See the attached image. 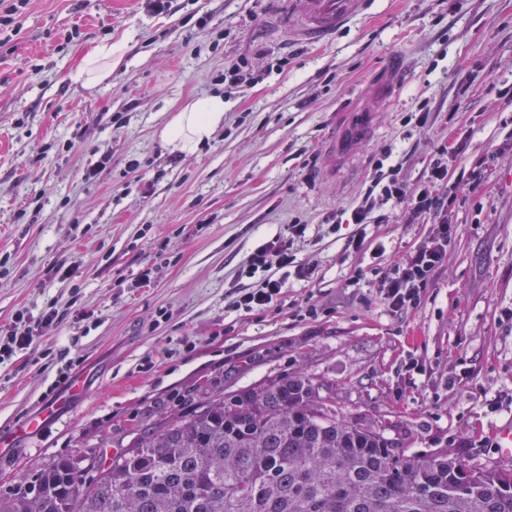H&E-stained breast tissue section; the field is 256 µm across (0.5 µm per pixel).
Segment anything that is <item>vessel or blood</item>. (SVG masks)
I'll return each mask as SVG.
<instances>
[{"instance_id": "vessel-or-blood-1", "label": "vessel or blood", "mask_w": 512, "mask_h": 512, "mask_svg": "<svg viewBox=\"0 0 512 512\" xmlns=\"http://www.w3.org/2000/svg\"><path fill=\"white\" fill-rule=\"evenodd\" d=\"M369 7L370 0H273L270 16L273 23L296 42L303 45H325ZM372 129L369 109L355 113L349 123L336 128L327 147L329 154L349 156L356 145L369 137ZM90 386V381L84 376L75 377L65 392L42 401L34 414L14 424L9 433H0V447H15L19 440L36 433L53 421L70 400L86 395Z\"/></svg>"}]
</instances>
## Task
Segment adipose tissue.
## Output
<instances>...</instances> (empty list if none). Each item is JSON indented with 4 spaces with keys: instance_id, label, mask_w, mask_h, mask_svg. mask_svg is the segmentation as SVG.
Wrapping results in <instances>:
<instances>
[{
    "instance_id": "1",
    "label": "adipose tissue",
    "mask_w": 512,
    "mask_h": 512,
    "mask_svg": "<svg viewBox=\"0 0 512 512\" xmlns=\"http://www.w3.org/2000/svg\"><path fill=\"white\" fill-rule=\"evenodd\" d=\"M112 75V42L97 43L74 70V84L91 89ZM224 122V97L212 94L182 107L159 131L160 140L173 150L195 153Z\"/></svg>"
}]
</instances>
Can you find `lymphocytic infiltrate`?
I'll return each instance as SVG.
<instances>
[{
	"mask_svg": "<svg viewBox=\"0 0 512 512\" xmlns=\"http://www.w3.org/2000/svg\"><path fill=\"white\" fill-rule=\"evenodd\" d=\"M397 166L375 168L369 184L360 197L345 208L346 221L350 224H379L383 215L376 212L377 198H384L397 206L410 208L414 213L427 215L436 225L435 233L402 266L396 277L386 284L383 295L392 311L400 312L417 306L421 295L431 283L433 272L443 265L448 254L451 226L447 211L452 202L451 194L443 193L441 187L448 177V168L441 159H433L426 169L424 179L418 189H411L398 179ZM307 225H289L285 237L276 238L256 247L246 258L244 266L248 273H262L263 278L257 287L247 289L238 295L233 303L235 309L251 312L262 310L277 302L285 284L277 277V270L293 269L298 278L310 275L309 268L297 263L292 253L294 239L305 237ZM55 303H48L39 324H31L24 313H17L13 322L0 330V364L11 360L18 353L28 349L41 328L62 321Z\"/></svg>",
	"mask_w": 512,
	"mask_h": 512,
	"instance_id": "f902f5d3",
	"label": "lymphocytic infiltrate"
}]
</instances>
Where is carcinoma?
Returning <instances> with one entry per match:
<instances>
[{
  "label": "carcinoma",
  "mask_w": 512,
  "mask_h": 512,
  "mask_svg": "<svg viewBox=\"0 0 512 512\" xmlns=\"http://www.w3.org/2000/svg\"><path fill=\"white\" fill-rule=\"evenodd\" d=\"M59 457L0 512H512V470L408 456L289 376L199 401L100 460Z\"/></svg>",
  "instance_id": "cac0c4a2"
}]
</instances>
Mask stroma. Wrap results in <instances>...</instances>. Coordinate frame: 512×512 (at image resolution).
<instances>
[{"instance_id": "1", "label": "stroma", "mask_w": 512, "mask_h": 512, "mask_svg": "<svg viewBox=\"0 0 512 512\" xmlns=\"http://www.w3.org/2000/svg\"><path fill=\"white\" fill-rule=\"evenodd\" d=\"M268 0H28L0 53V327L49 301L77 315L0 365V430L32 413L60 357L94 373L39 435L0 454V490L60 456L115 454L208 396L302 374L339 417L382 426L408 455L451 449L471 469H512L489 437L512 419V0H373L311 48L268 30ZM111 39V78L71 72ZM402 54L409 78L376 101L374 76ZM248 62L250 84L222 73ZM224 96V123L195 154L158 130L187 102ZM373 105V130L332 162L341 113ZM427 107L425 126L406 123ZM465 140L448 179L479 167L448 209L452 240L420 304L382 296L393 266L430 236L426 215L387 203L381 224L327 217L383 158L417 187L436 148ZM310 278H286L277 311L245 313L241 265L293 220ZM72 268L54 275L55 266ZM150 270L151 282L138 277ZM316 315H306L307 306ZM193 350H184L185 342Z\"/></svg>"}]
</instances>
